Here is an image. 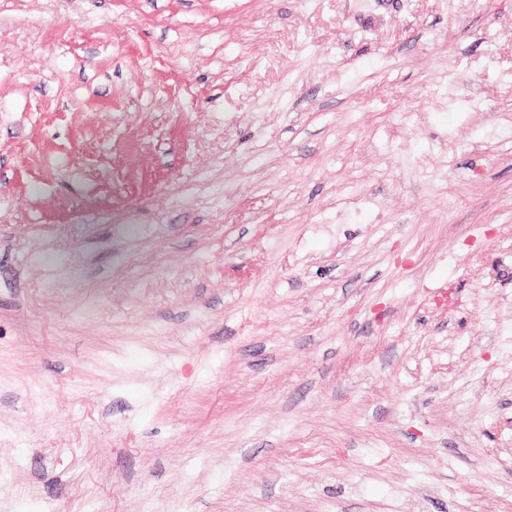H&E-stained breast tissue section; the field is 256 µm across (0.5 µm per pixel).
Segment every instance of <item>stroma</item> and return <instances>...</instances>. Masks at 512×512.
<instances>
[{
    "label": "stroma",
    "mask_w": 512,
    "mask_h": 512,
    "mask_svg": "<svg viewBox=\"0 0 512 512\" xmlns=\"http://www.w3.org/2000/svg\"><path fill=\"white\" fill-rule=\"evenodd\" d=\"M0 512H512V0H0Z\"/></svg>",
    "instance_id": "obj_1"
}]
</instances>
